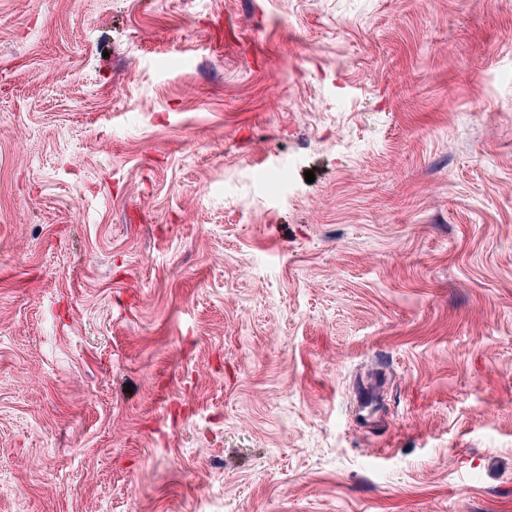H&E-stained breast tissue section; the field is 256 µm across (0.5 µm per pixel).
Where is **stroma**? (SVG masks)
<instances>
[{
    "instance_id": "1",
    "label": "stroma",
    "mask_w": 512,
    "mask_h": 512,
    "mask_svg": "<svg viewBox=\"0 0 512 512\" xmlns=\"http://www.w3.org/2000/svg\"><path fill=\"white\" fill-rule=\"evenodd\" d=\"M0 512H512V0H0Z\"/></svg>"
}]
</instances>
